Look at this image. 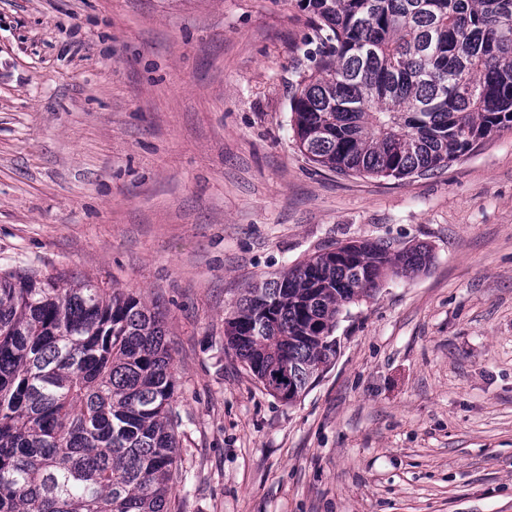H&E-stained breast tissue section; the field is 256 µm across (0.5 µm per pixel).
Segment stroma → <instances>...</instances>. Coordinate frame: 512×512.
Wrapping results in <instances>:
<instances>
[{
	"label": "stroma",
	"instance_id": "1",
	"mask_svg": "<svg viewBox=\"0 0 512 512\" xmlns=\"http://www.w3.org/2000/svg\"><path fill=\"white\" fill-rule=\"evenodd\" d=\"M310 32L298 0H0V270L163 315L172 512H512V131L430 177L314 164L288 112ZM341 241L433 263L346 306L282 402L225 321Z\"/></svg>",
	"mask_w": 512,
	"mask_h": 512
}]
</instances>
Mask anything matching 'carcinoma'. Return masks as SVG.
<instances>
[{"label":"carcinoma","instance_id":"cac0c4a2","mask_svg":"<svg viewBox=\"0 0 512 512\" xmlns=\"http://www.w3.org/2000/svg\"><path fill=\"white\" fill-rule=\"evenodd\" d=\"M310 62L289 98L312 162L403 179L512 128V0H300ZM428 246L314 252L245 289L229 347L292 403L336 357L337 316ZM160 315L60 272L0 273V512H172L177 421Z\"/></svg>","mask_w":512,"mask_h":512}]
</instances>
